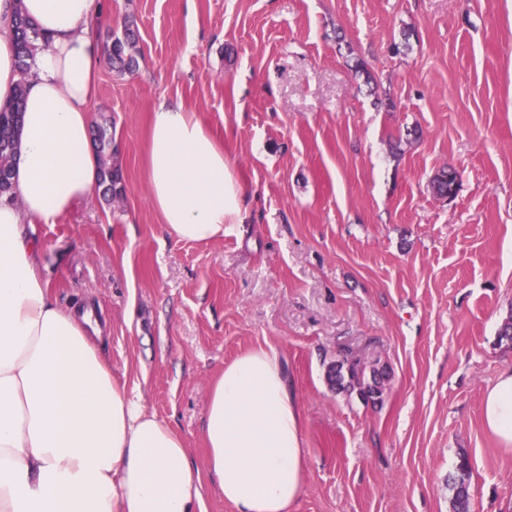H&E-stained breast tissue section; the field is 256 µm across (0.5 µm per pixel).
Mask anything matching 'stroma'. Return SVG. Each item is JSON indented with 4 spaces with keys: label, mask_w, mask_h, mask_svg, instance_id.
<instances>
[{
    "label": "stroma",
    "mask_w": 512,
    "mask_h": 512,
    "mask_svg": "<svg viewBox=\"0 0 512 512\" xmlns=\"http://www.w3.org/2000/svg\"><path fill=\"white\" fill-rule=\"evenodd\" d=\"M137 67L101 63L125 195L33 237L53 298L92 305L112 374L185 440L198 512H234L207 466V391L271 348L302 414L292 512H512V451L481 405L512 342V0H102ZM179 98L224 142L250 216L206 243L163 235L145 168L152 112ZM455 194L433 195L440 169ZM386 366L382 402L336 392L343 348ZM458 475L448 476V488L453 492L452 508L454 512H470L471 498L469 493V484L465 479L468 472V462L466 458L460 461L457 468Z\"/></svg>",
    "instance_id": "35a3bbf8"
}]
</instances>
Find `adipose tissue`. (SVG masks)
I'll return each mask as SVG.
<instances>
[{
	"label": "adipose tissue",
	"instance_id": "ef3b65f1",
	"mask_svg": "<svg viewBox=\"0 0 512 512\" xmlns=\"http://www.w3.org/2000/svg\"><path fill=\"white\" fill-rule=\"evenodd\" d=\"M48 42L26 84L10 196L0 198V512H195L201 482L184 439L112 375L90 309H65L42 273L35 221L50 223L101 189L90 104L111 14L96 0H0V105L19 81L15 22ZM150 201L178 242L223 237L248 198L224 144L183 101H160L146 149ZM512 447V366L482 401ZM208 468L235 512H290L305 482L301 413L274 349L225 365L208 391Z\"/></svg>",
	"mask_w": 512,
	"mask_h": 512
}]
</instances>
